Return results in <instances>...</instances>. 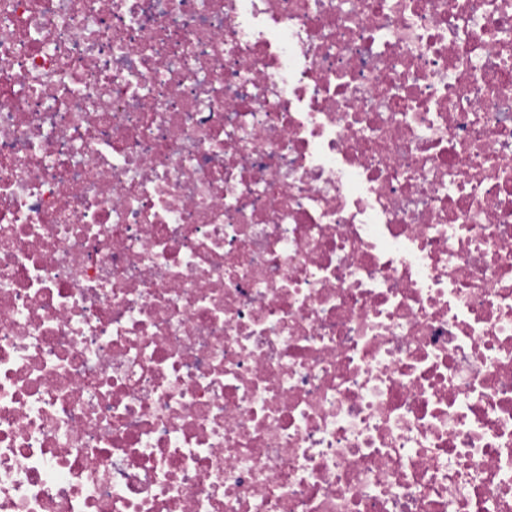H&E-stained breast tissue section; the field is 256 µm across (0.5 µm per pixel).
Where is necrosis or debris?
<instances>
[{
	"instance_id": "necrosis-or-debris-1",
	"label": "necrosis or debris",
	"mask_w": 512,
	"mask_h": 512,
	"mask_svg": "<svg viewBox=\"0 0 512 512\" xmlns=\"http://www.w3.org/2000/svg\"><path fill=\"white\" fill-rule=\"evenodd\" d=\"M0 512H512V0H0Z\"/></svg>"
}]
</instances>
